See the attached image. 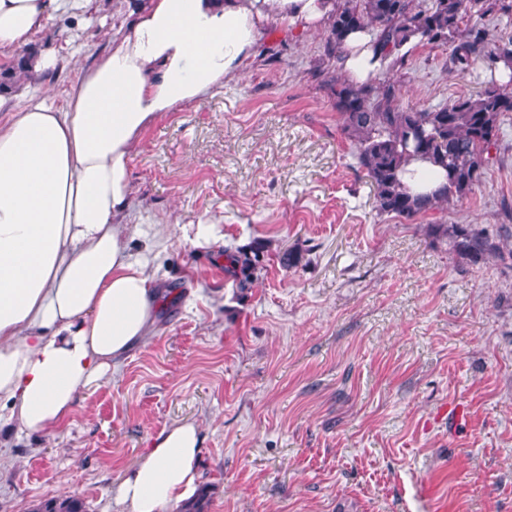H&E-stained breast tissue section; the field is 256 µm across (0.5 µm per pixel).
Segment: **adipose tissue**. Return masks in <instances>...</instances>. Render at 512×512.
<instances>
[{"mask_svg":"<svg viewBox=\"0 0 512 512\" xmlns=\"http://www.w3.org/2000/svg\"><path fill=\"white\" fill-rule=\"evenodd\" d=\"M64 0H0V50L28 46ZM333 0H145L64 107L47 99L0 120V427L55 433L78 392L152 332L161 294L128 223L129 163L164 113L242 76L268 23L313 31ZM367 33L342 72L379 74ZM200 431L161 432L117 485L120 512H163L196 493Z\"/></svg>","mask_w":512,"mask_h":512,"instance_id":"ef3b65f1","label":"adipose tissue"}]
</instances>
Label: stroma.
<instances>
[{
	"label": "stroma",
	"mask_w": 512,
	"mask_h": 512,
	"mask_svg": "<svg viewBox=\"0 0 512 512\" xmlns=\"http://www.w3.org/2000/svg\"><path fill=\"white\" fill-rule=\"evenodd\" d=\"M142 2L71 0L33 42L55 70L18 82L13 107L49 85L64 104ZM326 37L269 24L244 78L142 134L128 221L167 239L156 332L56 433L0 431V512L65 493L115 512L113 488L181 422L203 438L209 512H512V265L470 263L433 232L481 224L512 249V115L473 193L411 224L379 213L314 75ZM390 78L419 109L489 74L460 77L420 44ZM186 224L224 237L189 247ZM228 251L258 254L248 290Z\"/></svg>",
	"instance_id": "1"
}]
</instances>
